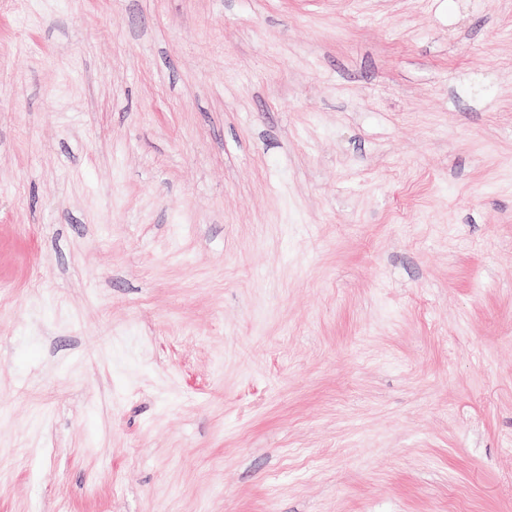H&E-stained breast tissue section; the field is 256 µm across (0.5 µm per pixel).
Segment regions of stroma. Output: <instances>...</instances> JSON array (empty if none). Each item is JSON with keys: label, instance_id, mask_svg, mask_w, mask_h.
I'll return each mask as SVG.
<instances>
[{"label": "stroma", "instance_id": "35a3bbf8", "mask_svg": "<svg viewBox=\"0 0 512 512\" xmlns=\"http://www.w3.org/2000/svg\"><path fill=\"white\" fill-rule=\"evenodd\" d=\"M0 512H512V0H0Z\"/></svg>", "mask_w": 512, "mask_h": 512}]
</instances>
